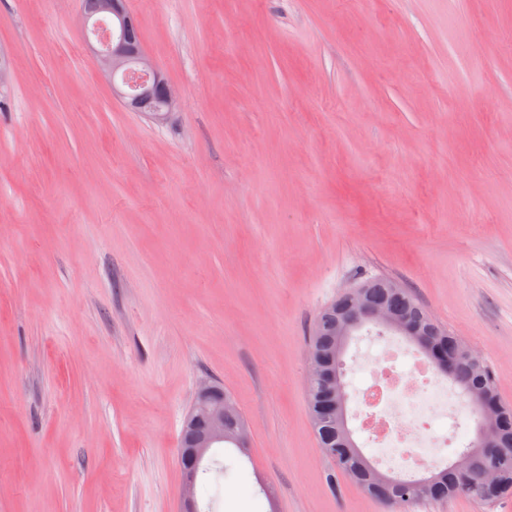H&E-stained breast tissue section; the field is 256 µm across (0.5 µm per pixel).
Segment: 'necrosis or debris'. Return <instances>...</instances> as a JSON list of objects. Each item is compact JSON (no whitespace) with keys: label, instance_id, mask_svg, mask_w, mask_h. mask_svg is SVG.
<instances>
[{"label":"necrosis or debris","instance_id":"necrosis-or-debris-1","mask_svg":"<svg viewBox=\"0 0 512 512\" xmlns=\"http://www.w3.org/2000/svg\"><path fill=\"white\" fill-rule=\"evenodd\" d=\"M358 420L381 451L382 461L413 477L434 459L445 457L454 444L452 434H437L435 422L458 417L457 393L448 383H430L425 367L414 374L388 365L377 382L360 394Z\"/></svg>","mask_w":512,"mask_h":512}]
</instances>
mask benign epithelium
<instances>
[{"label":"benign epithelium","mask_w":512,"mask_h":512,"mask_svg":"<svg viewBox=\"0 0 512 512\" xmlns=\"http://www.w3.org/2000/svg\"><path fill=\"white\" fill-rule=\"evenodd\" d=\"M82 23L94 65L111 79L121 76V81L112 82L113 96L134 112H144L157 121L167 119L177 107L175 91L142 44L130 39L129 33L138 26V21L129 12L126 0H98L95 12L82 13ZM343 294L348 297L350 305L336 316L337 353L348 347L350 337L356 335L366 322L418 334L419 329L401 319L395 310L383 304L365 302L362 286H350ZM317 381L335 390L339 396L338 406L346 408L345 395L337 385L335 374L327 368L320 355L311 353L308 355L307 382ZM214 392L215 388L209 383L200 386L195 397L199 413H190L186 417L191 426L200 418L205 422V430L193 439L194 448L187 451L201 463L208 460L211 449L224 444V421L230 414L224 400L213 398ZM472 402L479 413L476 447L489 450L499 435V416L494 407L479 397H473ZM197 480L195 470L182 479L179 512H198Z\"/></svg>","instance_id":"obj_1"}]
</instances>
